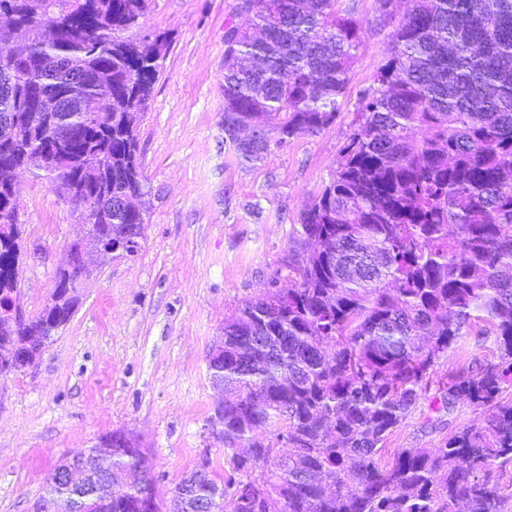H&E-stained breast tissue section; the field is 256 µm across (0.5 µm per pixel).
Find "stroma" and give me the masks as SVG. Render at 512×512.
I'll return each instance as SVG.
<instances>
[{
    "mask_svg": "<svg viewBox=\"0 0 512 512\" xmlns=\"http://www.w3.org/2000/svg\"><path fill=\"white\" fill-rule=\"evenodd\" d=\"M234 0H150L130 39L166 35L168 48L141 115L139 158L149 205L135 255L112 260L83 290L68 324L36 361L0 377V512H30L60 460L123 431L146 453L161 504L202 457L224 474L208 419L216 393L208 354L226 317L260 296L288 257L303 207L320 191L358 127L359 97L390 54L393 16L378 0H336L363 26L341 109L247 162L224 145V31ZM22 262L17 297L38 314L76 236L72 205L42 171L19 177ZM496 359L493 334L469 330L433 368V387L389 438L390 451L432 448L482 419L469 405L437 408L436 386Z\"/></svg>",
    "mask_w": 512,
    "mask_h": 512,
    "instance_id": "obj_1",
    "label": "stroma"
}]
</instances>
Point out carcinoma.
I'll return each instance as SVG.
<instances>
[{
	"mask_svg": "<svg viewBox=\"0 0 512 512\" xmlns=\"http://www.w3.org/2000/svg\"><path fill=\"white\" fill-rule=\"evenodd\" d=\"M224 34V144L262 158L336 120L360 28L336 0H252ZM148 0H0V204L42 155L47 179L90 219V243L141 239L146 195L134 113L148 108L167 39L133 41ZM57 22L60 40L39 28ZM377 87L321 192L301 213L292 287L224 320V494L179 482L183 512H503L490 474L512 463V0H411ZM257 124L242 143L239 125ZM72 138L56 143L54 125ZM15 214L0 207V309L17 287ZM59 274L43 312L0 346L53 339L79 298ZM483 321L497 361L439 387L436 402L485 408L435 448L381 460L439 360ZM112 433L111 472L47 484L45 512H140L147 460ZM288 446L286 455L277 449Z\"/></svg>",
	"mask_w": 512,
	"mask_h": 512,
	"instance_id": "1",
	"label": "carcinoma"
}]
</instances>
